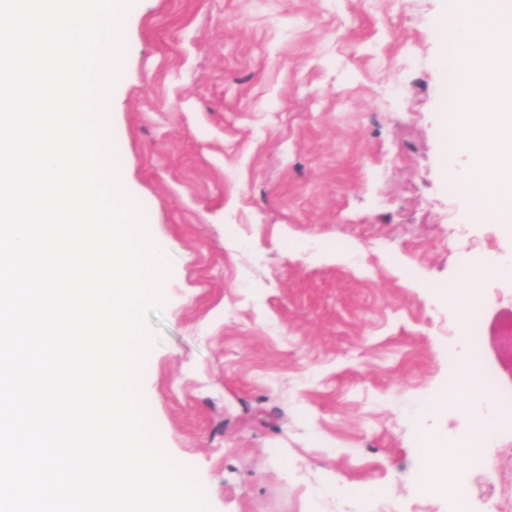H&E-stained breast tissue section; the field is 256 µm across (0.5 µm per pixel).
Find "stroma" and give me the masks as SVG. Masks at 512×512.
<instances>
[{"instance_id": "35a3bbf8", "label": "stroma", "mask_w": 512, "mask_h": 512, "mask_svg": "<svg viewBox=\"0 0 512 512\" xmlns=\"http://www.w3.org/2000/svg\"><path fill=\"white\" fill-rule=\"evenodd\" d=\"M448 0H139L109 114L126 192L170 261L144 399L212 512H451L414 417L451 368L438 285L512 266V231L449 191ZM353 251L341 262L337 253ZM479 354L512 393V274ZM452 461L471 512H512V434Z\"/></svg>"}]
</instances>
